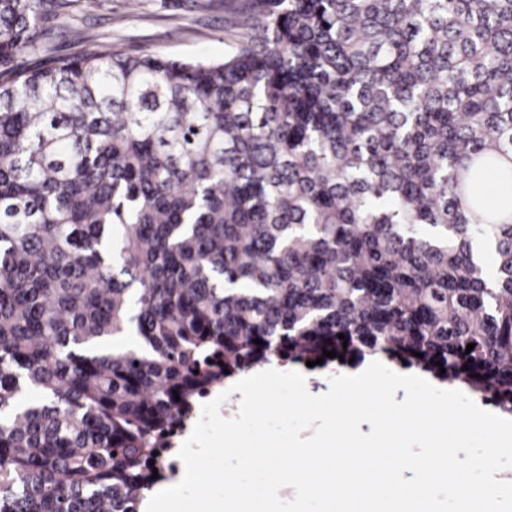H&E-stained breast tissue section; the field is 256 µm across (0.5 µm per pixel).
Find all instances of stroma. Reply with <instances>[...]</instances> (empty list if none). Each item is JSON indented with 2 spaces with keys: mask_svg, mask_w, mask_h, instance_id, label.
Returning <instances> with one entry per match:
<instances>
[{
  "mask_svg": "<svg viewBox=\"0 0 512 512\" xmlns=\"http://www.w3.org/2000/svg\"><path fill=\"white\" fill-rule=\"evenodd\" d=\"M229 7L228 0H69L45 16L52 32L47 47L53 57L111 45L130 53L220 60L239 40L238 30L225 22ZM70 26L83 31L84 45L65 37Z\"/></svg>",
  "mask_w": 512,
  "mask_h": 512,
  "instance_id": "35a3bbf8",
  "label": "stroma"
}]
</instances>
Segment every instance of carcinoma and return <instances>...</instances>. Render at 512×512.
<instances>
[{"mask_svg":"<svg viewBox=\"0 0 512 512\" xmlns=\"http://www.w3.org/2000/svg\"><path fill=\"white\" fill-rule=\"evenodd\" d=\"M48 6L0 0V512H138L156 433L273 358L512 411L475 189L512 185V0H242L220 61L16 64Z\"/></svg>","mask_w":512,"mask_h":512,"instance_id":"obj_1","label":"carcinoma"}]
</instances>
